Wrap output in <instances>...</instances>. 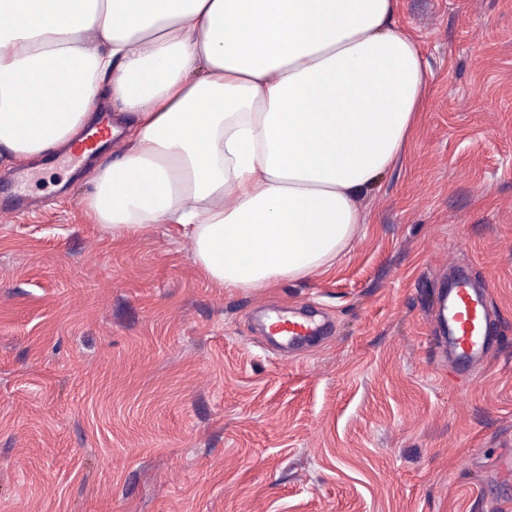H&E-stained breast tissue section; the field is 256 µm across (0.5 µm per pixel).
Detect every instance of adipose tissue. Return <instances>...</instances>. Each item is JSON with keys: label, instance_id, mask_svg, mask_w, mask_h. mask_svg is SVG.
<instances>
[{"label": "adipose tissue", "instance_id": "1", "mask_svg": "<svg viewBox=\"0 0 512 512\" xmlns=\"http://www.w3.org/2000/svg\"><path fill=\"white\" fill-rule=\"evenodd\" d=\"M397 4L0 0V156L69 148L110 96L125 137L83 199L97 224L175 225L224 288L326 272L425 110Z\"/></svg>", "mask_w": 512, "mask_h": 512}]
</instances>
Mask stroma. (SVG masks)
Masks as SVG:
<instances>
[{
    "mask_svg": "<svg viewBox=\"0 0 512 512\" xmlns=\"http://www.w3.org/2000/svg\"><path fill=\"white\" fill-rule=\"evenodd\" d=\"M422 122L328 272L227 289L162 222L113 237L95 164L31 170L0 210V512H512V0H399ZM466 267L498 344L469 380L430 308ZM327 338L269 348L256 309Z\"/></svg>",
    "mask_w": 512,
    "mask_h": 512,
    "instance_id": "1",
    "label": "stroma"
}]
</instances>
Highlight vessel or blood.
Returning a JSON list of instances; mask_svg holds the SVG:
<instances>
[{
  "label": "vessel or blood",
  "mask_w": 512,
  "mask_h": 512,
  "mask_svg": "<svg viewBox=\"0 0 512 512\" xmlns=\"http://www.w3.org/2000/svg\"><path fill=\"white\" fill-rule=\"evenodd\" d=\"M111 139L108 124L93 126L81 136L73 156L78 159L84 153H95ZM488 296V289L475 287L471 277L459 273L448 287L442 288L436 300L438 346L448 353L460 374H470L497 342L488 322ZM269 330L272 339L295 353L306 352L308 343L320 333L315 322L295 320L283 314L270 322Z\"/></svg>",
  "instance_id": "1"
}]
</instances>
